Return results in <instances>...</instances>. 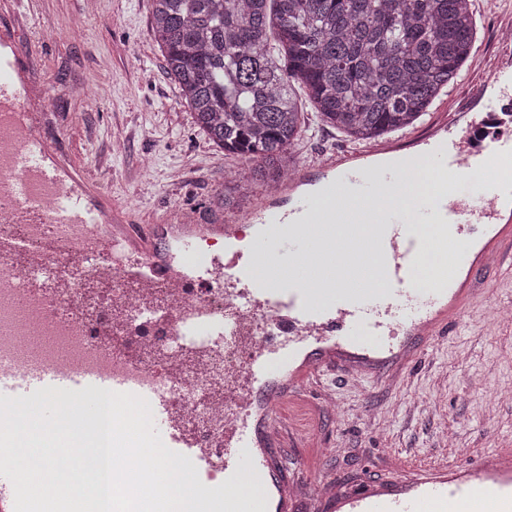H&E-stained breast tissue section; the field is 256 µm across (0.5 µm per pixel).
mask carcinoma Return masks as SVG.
<instances>
[{"label": "carcinoma", "instance_id": "obj_1", "mask_svg": "<svg viewBox=\"0 0 512 512\" xmlns=\"http://www.w3.org/2000/svg\"><path fill=\"white\" fill-rule=\"evenodd\" d=\"M151 31L194 124L250 163L226 209L296 169L294 85L324 125L371 142L425 115L476 37L473 0H152Z\"/></svg>", "mask_w": 512, "mask_h": 512}]
</instances>
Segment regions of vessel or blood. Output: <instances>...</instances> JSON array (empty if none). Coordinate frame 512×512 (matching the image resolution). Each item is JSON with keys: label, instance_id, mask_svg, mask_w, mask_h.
<instances>
[{"label": "vessel or blood", "instance_id": "b4317fda", "mask_svg": "<svg viewBox=\"0 0 512 512\" xmlns=\"http://www.w3.org/2000/svg\"><path fill=\"white\" fill-rule=\"evenodd\" d=\"M40 58L0 45V399L89 409L100 392L141 396L153 431L200 475L219 473L221 512H254L252 488L278 487L299 512L301 482L280 452L282 403L293 388L340 369L388 385L467 314L482 277L512 261V137L472 146L487 116L512 125V71L495 66L449 98L427 132L347 146L301 165L246 219L198 223L166 210L140 224L85 168L55 155L26 78ZM493 166L490 198L473 174ZM481 225L480 233L469 230ZM247 247L202 252V242ZM68 271H61L58 260ZM427 287H418L421 276ZM54 323L89 339L75 362L31 363L3 327L40 335ZM224 339V399H206L211 344ZM14 334V335H15ZM108 336L111 346L93 344ZM293 372H285L287 363ZM198 407L205 417L189 422ZM314 512H512V458L423 471L388 466L365 484L323 486Z\"/></svg>", "mask_w": 512, "mask_h": 512}]
</instances>
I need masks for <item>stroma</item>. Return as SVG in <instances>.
Returning a JSON list of instances; mask_svg holds the SVG:
<instances>
[{
	"label": "stroma",
	"instance_id": "obj_1",
	"mask_svg": "<svg viewBox=\"0 0 512 512\" xmlns=\"http://www.w3.org/2000/svg\"><path fill=\"white\" fill-rule=\"evenodd\" d=\"M512 0H474L475 48L503 51L498 38ZM151 0H38L20 38L42 60L35 76L48 89V130L101 179L113 202L131 204L140 223L179 205L201 221L227 173L241 164L195 126L163 67L151 33ZM316 112H306L294 148L298 160L347 144ZM336 410L318 394L292 397L284 409V453L325 479L367 481L388 463L414 470L477 462L495 448H512V270L492 276L470 316L449 326L412 363L402 384H357L333 374Z\"/></svg>",
	"mask_w": 512,
	"mask_h": 512
}]
</instances>
